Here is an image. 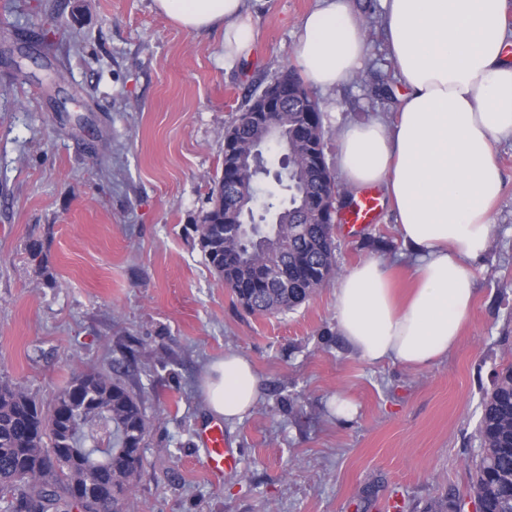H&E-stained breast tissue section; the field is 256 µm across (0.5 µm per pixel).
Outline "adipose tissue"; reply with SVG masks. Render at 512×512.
I'll list each match as a JSON object with an SVG mask.
<instances>
[{"instance_id":"ef3b65f1","label":"adipose tissue","mask_w":512,"mask_h":512,"mask_svg":"<svg viewBox=\"0 0 512 512\" xmlns=\"http://www.w3.org/2000/svg\"><path fill=\"white\" fill-rule=\"evenodd\" d=\"M182 29L224 35V66L253 52L259 0H154ZM388 59L408 88L394 119L337 123L346 188L383 185L415 286L394 296L391 270L368 260L336 285V330L362 361L425 369L455 347L477 292L469 266L487 251L502 170L493 147L512 140V29L505 0H383ZM348 0H318L302 18L294 59L328 89L367 59ZM252 363L228 351L203 382L208 410L242 420L261 395Z\"/></svg>"}]
</instances>
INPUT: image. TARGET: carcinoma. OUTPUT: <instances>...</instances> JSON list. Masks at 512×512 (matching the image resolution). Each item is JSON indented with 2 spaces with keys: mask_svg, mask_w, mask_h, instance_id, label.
<instances>
[{
  "mask_svg": "<svg viewBox=\"0 0 512 512\" xmlns=\"http://www.w3.org/2000/svg\"><path fill=\"white\" fill-rule=\"evenodd\" d=\"M288 126L295 158L281 172L288 200L271 193L268 209L280 214L277 224L258 225L271 241L257 248L224 224V176L212 178L208 207L193 225L201 250L224 280L236 302L251 314L275 315L309 299L336 274L334 215L303 223L304 212L292 209L300 193L329 194L336 185L330 168L310 161L324 144L319 100L307 93L300 105L293 96L301 79L287 70ZM153 426L141 395L119 377L82 372L71 377L43 411L22 389L0 383V501L7 512H73L67 493L79 490L87 501L82 512H126L140 478L139 449ZM479 461L470 495L482 512H512V364L495 372L483 399L476 428ZM68 452L51 462L48 449Z\"/></svg>",
  "mask_w": 512,
  "mask_h": 512,
  "instance_id": "1",
  "label": "carcinoma"
}]
</instances>
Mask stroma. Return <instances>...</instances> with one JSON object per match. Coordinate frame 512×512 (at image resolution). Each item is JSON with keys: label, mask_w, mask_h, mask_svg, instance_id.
Masks as SVG:
<instances>
[{"label": "stroma", "mask_w": 512, "mask_h": 512, "mask_svg": "<svg viewBox=\"0 0 512 512\" xmlns=\"http://www.w3.org/2000/svg\"><path fill=\"white\" fill-rule=\"evenodd\" d=\"M315 4L263 0L253 54L228 71L221 33L181 30L154 0H0V381L47 409L73 375L111 373L138 341L126 383L156 421L127 512H389L393 500L428 512L450 494L473 512L480 404L512 363V141L494 146L504 183L491 247L470 265L469 322L448 358L421 371L347 348L335 282L293 311L247 313L193 231L225 129L294 67ZM349 4L367 23L368 59L317 94L331 165V111L390 118L406 93L383 50L381 0ZM383 78L387 99L375 93ZM334 239L343 273L403 251L387 204L359 234L335 225ZM229 350L254 364L262 393L225 424L241 467L216 483L202 466L198 431L212 415L201 382ZM339 394L358 405L350 419L330 410Z\"/></svg>", "instance_id": "1"}]
</instances>
